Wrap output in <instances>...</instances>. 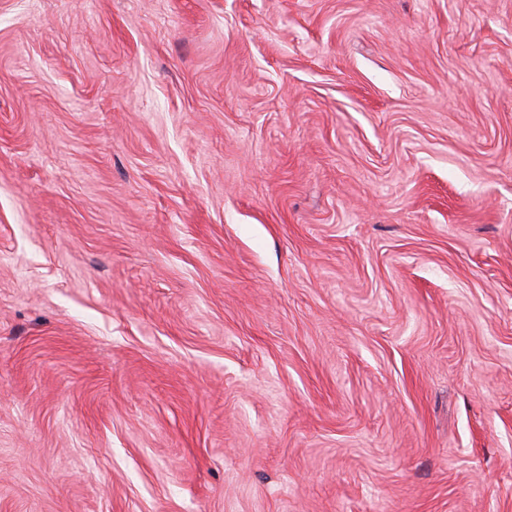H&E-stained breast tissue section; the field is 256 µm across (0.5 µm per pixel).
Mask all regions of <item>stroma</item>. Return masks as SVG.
<instances>
[{
  "instance_id": "obj_1",
  "label": "stroma",
  "mask_w": 512,
  "mask_h": 512,
  "mask_svg": "<svg viewBox=\"0 0 512 512\" xmlns=\"http://www.w3.org/2000/svg\"><path fill=\"white\" fill-rule=\"evenodd\" d=\"M0 512H512V0H0Z\"/></svg>"
}]
</instances>
